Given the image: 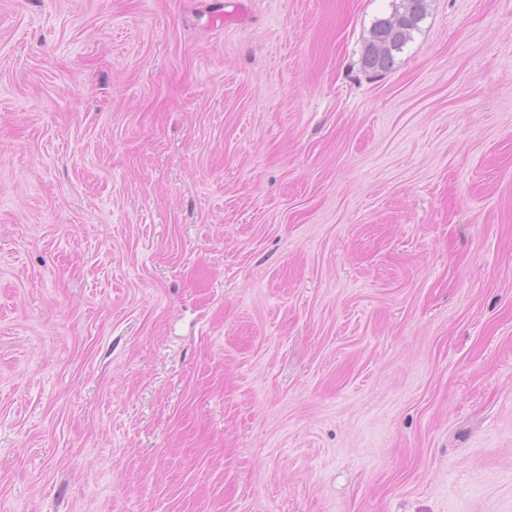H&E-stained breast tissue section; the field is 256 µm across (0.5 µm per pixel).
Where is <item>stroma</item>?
Listing matches in <instances>:
<instances>
[{
	"instance_id": "obj_1",
	"label": "stroma",
	"mask_w": 512,
	"mask_h": 512,
	"mask_svg": "<svg viewBox=\"0 0 512 512\" xmlns=\"http://www.w3.org/2000/svg\"><path fill=\"white\" fill-rule=\"evenodd\" d=\"M0 0V512H512V0ZM427 0H400V5L386 17L377 19L371 29L370 38L363 53L364 67L375 72L392 68L395 55L403 51L412 39V33L419 30V24L426 16ZM398 15L397 26L392 17ZM390 43V47L387 44Z\"/></svg>"
}]
</instances>
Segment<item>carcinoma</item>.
Listing matches in <instances>:
<instances>
[{"instance_id": "1", "label": "carcinoma", "mask_w": 512, "mask_h": 512, "mask_svg": "<svg viewBox=\"0 0 512 512\" xmlns=\"http://www.w3.org/2000/svg\"><path fill=\"white\" fill-rule=\"evenodd\" d=\"M426 9V0H400L391 15L377 19L364 48V67L375 72L392 68L395 55L403 51L412 33L419 29Z\"/></svg>"}]
</instances>
